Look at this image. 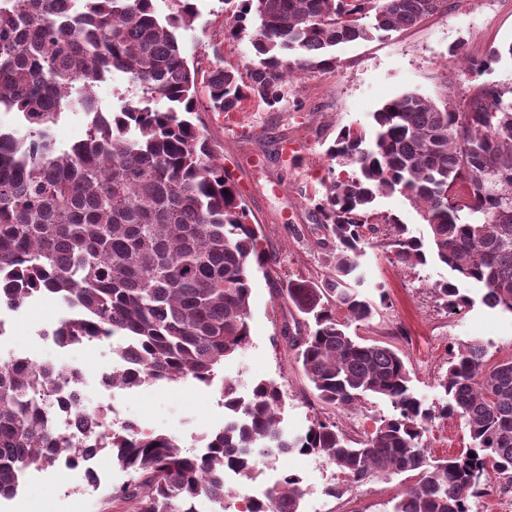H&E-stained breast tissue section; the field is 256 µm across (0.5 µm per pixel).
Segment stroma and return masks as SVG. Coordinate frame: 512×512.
Segmentation results:
<instances>
[{"mask_svg":"<svg viewBox=\"0 0 512 512\" xmlns=\"http://www.w3.org/2000/svg\"><path fill=\"white\" fill-rule=\"evenodd\" d=\"M197 17L183 30L182 41L189 61L209 69L212 43H222L225 67L242 70L252 62L255 50L250 38L229 41L224 37L223 0H196ZM512 0H448L440 11L418 25L368 41L340 44L334 69L292 82L288 97L278 111L246 103L242 111L226 114L200 108L192 120L214 142L224 170L235 183L250 223L259 227L263 248L276 259L270 271L254 272L251 278V342L226 359L219 379L204 385L193 379L157 382L119 390L112 400L118 421L176 438L187 454L201 451L204 435L224 425L221 379L237 380L248 390L259 380L275 381L286 396L284 421L290 430L305 429L310 420L335 422L352 440L365 439L391 406L369 395L358 404L334 407L318 399L310 381L284 337L295 311L279 291L289 281L320 278L327 271L332 252L329 231L311 223L308 202L300 189L323 191L329 161L328 144L341 127H369L381 104L413 92L429 100L451 99L463 103L468 83L459 73L460 56H482L502 50L501 59L479 80L503 88L512 87ZM294 144L295 156L281 151ZM363 289L383 286L388 296L371 322L352 324L359 336L388 343L403 355L417 395L426 404L442 403L438 382L448 369L449 350L472 339L481 341L488 363L512 358V316L489 309L477 290H469L470 304L458 312L440 310L432 293L435 282L450 278L445 265L431 260L409 267L396 262L379 248L367 249L361 259ZM64 315L52 296L40 295L17 310L0 311L10 333L0 342V365L23 354L57 366L79 368L94 377L107 363L93 343L67 350L42 340ZM470 443L469 433L457 419H438L424 436L431 455L443 458L460 452ZM100 473L97 491L86 492L82 483L53 466L25 476L20 494L0 499V512H102L105 496L126 483V473L113 466L107 453L96 458ZM290 471L302 479V512H388L390 500L407 484L395 474L354 486L343 497L326 493L335 470L314 456L288 454L274 463L259 460L258 480Z\"/></svg>","mask_w":512,"mask_h":512,"instance_id":"obj_1","label":"stroma"}]
</instances>
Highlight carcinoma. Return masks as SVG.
<instances>
[{"label":"carcinoma","instance_id":"carcinoma-1","mask_svg":"<svg viewBox=\"0 0 512 512\" xmlns=\"http://www.w3.org/2000/svg\"><path fill=\"white\" fill-rule=\"evenodd\" d=\"M168 2L162 18L154 0H0V112L27 128L24 137L0 128V304L17 309L50 294L67 309L55 335L73 345L112 336V354L127 362L119 389L212 384L251 340V272L272 263L219 152L191 120L198 86L213 112H239L246 100L275 112L294 78L334 68L336 46L447 8V0H237L224 37L255 26L256 60L244 77L221 65L220 42L210 70L191 65L179 31L194 23L196 3ZM499 55L468 56L462 73L473 77ZM115 72L138 99L106 112L95 88ZM158 96L167 108L152 107ZM69 112L89 122L83 140L62 148L50 130ZM326 154L331 179L308 197L309 214L331 231L336 252L322 280L288 282L299 319L287 339L322 402L345 407L375 395L392 414L356 443L319 418L290 432L277 384L257 381L243 396L226 379L224 427L201 454L132 423L88 443L43 418L38 396L53 389L58 368L15 359L0 365V498L18 493L31 466L101 451L130 475L104 512L115 498L131 512H196L201 497L238 496L225 475L251 480L257 457L290 453L336 469L334 498L408 474L389 512H473V498L512 482V359L490 366L480 342L457 345L440 380L447 401L431 407L399 351L348 331L386 300L362 290L360 257L376 243L408 266L431 257L448 266L454 277L432 287L446 311L468 303L461 287L475 285L484 304L512 313V88L475 84L462 108L400 95L373 113L372 132L344 127ZM393 194L417 211L422 233L378 211L377 199ZM445 418L464 423L470 444L434 459L423 437ZM301 483L282 475L267 501L245 500V512H301Z\"/></svg>","mask_w":512,"mask_h":512}]
</instances>
